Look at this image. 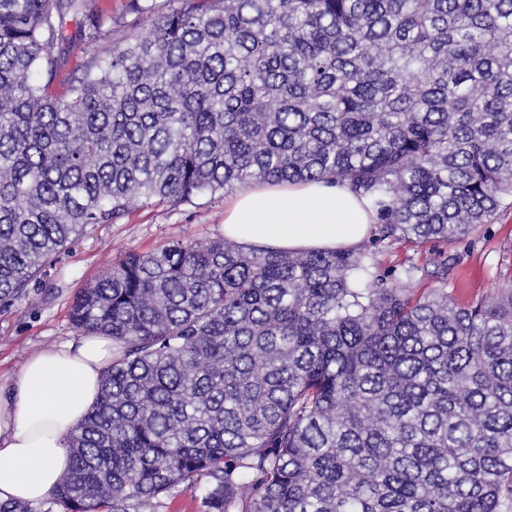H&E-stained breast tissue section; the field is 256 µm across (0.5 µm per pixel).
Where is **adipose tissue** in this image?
<instances>
[{
  "mask_svg": "<svg viewBox=\"0 0 512 512\" xmlns=\"http://www.w3.org/2000/svg\"><path fill=\"white\" fill-rule=\"evenodd\" d=\"M366 198L343 182L254 184L224 205V234L287 251L359 243L375 223ZM112 339L79 337L29 359L0 398V500L51 496L70 470L67 440L97 402Z\"/></svg>",
  "mask_w": 512,
  "mask_h": 512,
  "instance_id": "1",
  "label": "adipose tissue"
}]
</instances>
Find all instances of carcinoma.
Segmentation results:
<instances>
[{
	"mask_svg": "<svg viewBox=\"0 0 512 512\" xmlns=\"http://www.w3.org/2000/svg\"><path fill=\"white\" fill-rule=\"evenodd\" d=\"M88 0H0V306L86 226L253 181L347 183L376 230L133 252L70 312L117 351L63 512H512V276L466 305L381 269L512 198V0H181L54 92ZM427 245H417L409 240H396L389 243L386 240L384 244L380 246V253L378 259L382 269H388L397 266L400 268L401 265L414 263L418 266H422L425 262L428 248ZM198 501L190 492L179 487L171 496L161 499L159 512H198Z\"/></svg>",
	"mask_w": 512,
	"mask_h": 512,
	"instance_id": "carcinoma-1",
	"label": "carcinoma"
}]
</instances>
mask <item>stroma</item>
<instances>
[{
    "label": "stroma",
    "mask_w": 512,
    "mask_h": 512,
    "mask_svg": "<svg viewBox=\"0 0 512 512\" xmlns=\"http://www.w3.org/2000/svg\"><path fill=\"white\" fill-rule=\"evenodd\" d=\"M179 0H93L106 39L96 46L78 37L82 19L66 18L64 71L80 75L99 48L125 46L142 27L141 11L165 12ZM224 234V202L200 197L185 204L134 203L110 224H92L68 251L49 267L28 296L0 308V386L9 387L24 364L37 353L76 339L70 309L82 288L128 253L148 252L174 240L206 241ZM448 272L418 280L422 289L444 288L457 301L470 302L491 293L512 274V205L503 204L494 223L473 231L461 243L442 245Z\"/></svg>",
    "instance_id": "35a3bbf8"
}]
</instances>
